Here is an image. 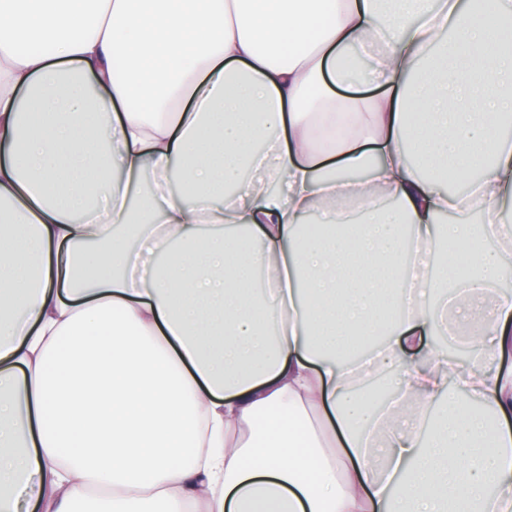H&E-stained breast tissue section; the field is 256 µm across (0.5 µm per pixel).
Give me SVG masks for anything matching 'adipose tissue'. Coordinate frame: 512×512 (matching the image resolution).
Returning <instances> with one entry per match:
<instances>
[{
    "label": "adipose tissue",
    "mask_w": 512,
    "mask_h": 512,
    "mask_svg": "<svg viewBox=\"0 0 512 512\" xmlns=\"http://www.w3.org/2000/svg\"><path fill=\"white\" fill-rule=\"evenodd\" d=\"M507 20L0 0V512H512Z\"/></svg>",
    "instance_id": "ef3b65f1"
}]
</instances>
